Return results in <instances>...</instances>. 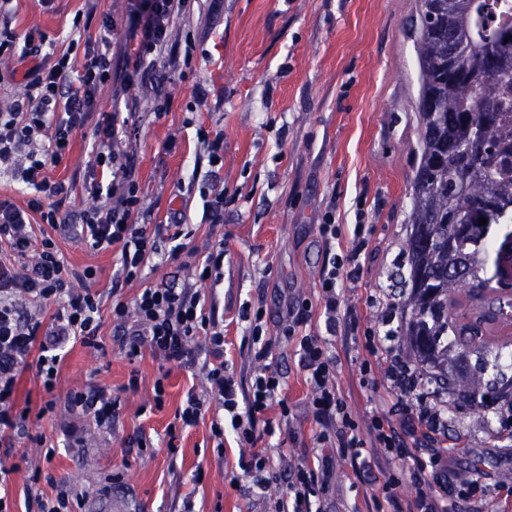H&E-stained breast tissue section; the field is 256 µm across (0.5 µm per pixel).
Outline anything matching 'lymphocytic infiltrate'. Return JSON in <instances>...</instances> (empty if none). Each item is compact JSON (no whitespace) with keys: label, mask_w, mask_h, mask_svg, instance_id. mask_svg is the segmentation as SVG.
Segmentation results:
<instances>
[{"label":"lymphocytic infiltrate","mask_w":512,"mask_h":512,"mask_svg":"<svg viewBox=\"0 0 512 512\" xmlns=\"http://www.w3.org/2000/svg\"><path fill=\"white\" fill-rule=\"evenodd\" d=\"M192 7L193 0H133L123 24L103 16L98 38L86 44L83 54L67 50L51 63L38 61L41 48L33 37H26L20 45L10 29H0V57L19 55L35 60L22 79L0 72V84L15 82L20 87L6 106L0 107V165L32 192L22 208L0 199V449L5 454L13 453L14 441L20 437L40 445L45 442L42 434L32 431L28 417L17 405L15 392L21 374L35 367L45 391L50 392L55 388L61 352L69 341H79L100 353L105 350L99 340L100 297L89 287L96 272L91 267L80 271L68 268L53 231L73 220L80 224L81 236L91 249L118 247L120 276L112 281L116 292L137 279L152 256L165 263L198 252L192 244L194 232L181 218L150 226L141 223L143 197L136 154L129 147L134 131L118 112L97 108V94L105 86L114 85L116 97H123L144 81L158 61L175 68L190 66L195 41L178 44L172 33L177 19ZM120 40L134 55L131 69L121 75L111 58L112 44ZM88 125L93 128V159L88 165L91 180L85 187L89 202L71 218L62 214L61 208L72 195V183L51 180L46 170L63 159L73 135ZM38 222L48 225L47 233L36 234ZM318 231L329 251L319 287L326 327L332 333L341 315L344 267L358 265L366 242L357 240L350 255L335 254L340 229L329 211ZM164 240L170 249L163 255L159 244ZM26 301L55 305L51 330H43L39 317L22 310ZM306 320L304 309H289L283 336L294 345L298 367L306 375L313 419L321 427L315 437L317 445H330L337 454L357 457L366 447L402 457L407 446L438 445L444 420L432 407L420 409L417 418L399 426L390 416L374 417L369 439L360 438L359 425L349 415L335 383L336 357L327 341L303 334ZM112 321L125 337L122 349L128 358L147 349L181 367L201 364L212 395L229 416L228 424L212 423L211 433L220 440L225 431H232L238 446L249 447L248 456L240 457L238 465L251 477L253 494L264 497L284 478L271 465L265 449L256 445L257 430L273 431L272 425H259L258 416L283 390L281 375L266 363L271 342L263 336L261 317L251 321L250 339L254 357L262 366L245 393L224 367V329L213 312L206 310L205 299L194 286L146 287L133 301L115 299ZM199 337L206 348L201 363L193 347ZM34 350L39 356L32 363L28 357ZM67 402L71 409L91 415L105 430L111 429L119 416V398L102 386L72 391ZM330 465V457L320 454L285 477L288 496L278 501L277 512H313V500ZM427 470L432 473L429 491L416 498L413 512H456L462 489L450 479L442 455L415 461L408 470L410 481L420 482Z\"/></svg>","instance_id":"lymphocytic-infiltrate-1"}]
</instances>
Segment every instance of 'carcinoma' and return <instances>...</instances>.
I'll use <instances>...</instances> for the list:
<instances>
[{"mask_svg": "<svg viewBox=\"0 0 512 512\" xmlns=\"http://www.w3.org/2000/svg\"><path fill=\"white\" fill-rule=\"evenodd\" d=\"M494 10L491 0H421L406 336L419 364L452 367L437 376L448 390L480 411L501 401L512 411V377L500 388L484 380L487 356L501 357L494 340L469 335L475 319L508 316L490 283L512 259V23H491ZM463 355L475 363L460 367Z\"/></svg>", "mask_w": 512, "mask_h": 512, "instance_id": "cac0c4a2", "label": "carcinoma"}]
</instances>
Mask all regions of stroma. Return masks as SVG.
<instances>
[{
  "mask_svg": "<svg viewBox=\"0 0 512 512\" xmlns=\"http://www.w3.org/2000/svg\"><path fill=\"white\" fill-rule=\"evenodd\" d=\"M84 0H55L46 9L41 0H14L11 29L17 39L30 32L45 36L44 52L65 49L76 36L96 38L103 13L124 19L127 0H101L99 17L86 31L72 29ZM420 0H196L194 9L173 31L207 32L204 50L194 53L191 67L165 70L153 83L168 100V109L154 115L142 89L127 95L142 105L129 124L136 130L132 146L138 155L139 182L145 195L146 224L168 222L182 214L192 224L194 243L205 249L224 242L220 280L199 286L207 305L224 320L228 374L248 387L256 368L249 322L243 311H262V325L272 340L270 359L283 380L282 395L290 408L272 405L264 414L273 435H261L264 448L281 475L311 455L317 425L309 404V387L297 367L294 349L281 342L290 306H306L303 331L330 338L336 354V383L347 410L367 427L374 415H390L404 423L408 414L396 409L388 367L411 361L405 336L409 285L407 241L412 208V181L418 161L420 123L416 109L419 65ZM208 97L196 102L195 83ZM224 131V166L215 182L224 188V221L202 223V201L187 187L195 171H208L196 158L197 127ZM92 130L74 134L69 152L48 174L75 182L65 204L76 212L86 203L81 182L91 158ZM343 224V250L353 247V226L362 222L370 257L359 280L346 283L347 315L336 334H328L319 301V274L325 261L318 226L328 205ZM58 245L74 269L92 267L93 291L101 296L100 336L107 349L98 355L81 343L68 345L53 393H46L34 370L25 371L17 386L18 403L39 410L53 402L49 417L33 420L43 433L44 448L17 441V454L6 465H18L11 476L14 512H38L35 495L66 492L76 512H112L117 488L135 502L130 512H272L285 495V484L272 486L264 499L248 492L250 479L238 466L240 449L233 439L216 444L211 421L223 417L210 404L198 425L182 426L176 414L188 393L210 395L204 372L162 361L152 352L128 359L112 322V276L117 251L86 247L78 225L58 236ZM197 258L158 265L147 261L140 280L122 290L132 300L139 289L156 285L176 288L196 282ZM389 339L369 353V337ZM137 387H130V379ZM163 382L162 404L154 402V384ZM99 384L112 389L122 409L112 432H98L92 419L71 411L68 392ZM410 405H445L447 391L417 370L408 383ZM448 472L455 476L485 473L473 500L459 512H512V431L506 413L487 410L476 418L465 402L444 413ZM144 433L151 449L127 447L129 437ZM417 448L405 459L379 457L363 469L352 456L334 457L320 495L324 512H392L408 508L423 492L405 482L396 486L395 503L382 497L377 476L409 466Z\"/></svg>",
  "mask_w": 512,
  "mask_h": 512,
  "instance_id": "1",
  "label": "stroma"
}]
</instances>
